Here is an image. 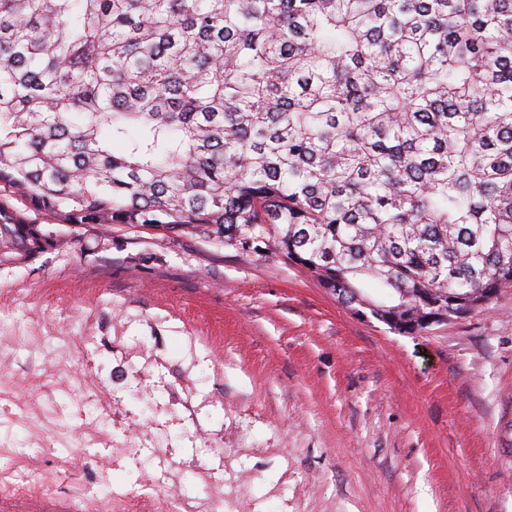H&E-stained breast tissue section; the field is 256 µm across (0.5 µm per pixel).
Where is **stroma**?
Here are the masks:
<instances>
[{
	"instance_id": "obj_1",
	"label": "stroma",
	"mask_w": 512,
	"mask_h": 512,
	"mask_svg": "<svg viewBox=\"0 0 512 512\" xmlns=\"http://www.w3.org/2000/svg\"><path fill=\"white\" fill-rule=\"evenodd\" d=\"M0 246V492L78 512H512V287L400 334L287 259L128 224Z\"/></svg>"
}]
</instances>
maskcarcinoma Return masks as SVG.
I'll return each mask as SVG.
<instances>
[{"mask_svg":"<svg viewBox=\"0 0 512 512\" xmlns=\"http://www.w3.org/2000/svg\"><path fill=\"white\" fill-rule=\"evenodd\" d=\"M7 195L460 318L512 287V0H0ZM0 240L49 243L2 202Z\"/></svg>","mask_w":512,"mask_h":512,"instance_id":"obj_1","label":"carcinoma"}]
</instances>
